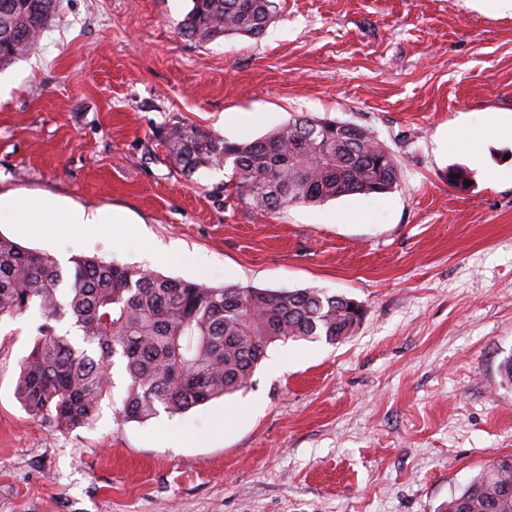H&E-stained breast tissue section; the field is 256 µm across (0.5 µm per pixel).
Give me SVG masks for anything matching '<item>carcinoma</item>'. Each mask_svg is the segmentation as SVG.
<instances>
[{
    "label": "carcinoma",
    "instance_id": "cac0c4a2",
    "mask_svg": "<svg viewBox=\"0 0 512 512\" xmlns=\"http://www.w3.org/2000/svg\"><path fill=\"white\" fill-rule=\"evenodd\" d=\"M58 0H0V65L33 50ZM275 0H192L181 22L190 39L259 37ZM169 154L188 171L232 163L233 195L261 214L315 206L400 186L389 148L362 127L301 115L265 136L228 142L176 128ZM51 254L0 236V320L35 307L43 322L22 360L16 396L58 431L92 425L127 376L121 413L138 422L180 414L248 386L270 345L293 338L337 344L365 316L362 305L319 289L210 287L147 269ZM441 512H512V455L459 487Z\"/></svg>",
    "mask_w": 512,
    "mask_h": 512
}]
</instances>
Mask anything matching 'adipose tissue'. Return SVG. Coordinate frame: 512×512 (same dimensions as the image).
Listing matches in <instances>:
<instances>
[{
	"label": "adipose tissue",
	"instance_id": "ef3b65f1",
	"mask_svg": "<svg viewBox=\"0 0 512 512\" xmlns=\"http://www.w3.org/2000/svg\"><path fill=\"white\" fill-rule=\"evenodd\" d=\"M127 221L126 213L116 208L88 212L62 206L51 196L0 194V224H21L26 231L45 236L51 235L56 224H124Z\"/></svg>",
	"mask_w": 512,
	"mask_h": 512
}]
</instances>
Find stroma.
Instances as JSON below:
<instances>
[{"mask_svg": "<svg viewBox=\"0 0 512 512\" xmlns=\"http://www.w3.org/2000/svg\"><path fill=\"white\" fill-rule=\"evenodd\" d=\"M191 0H59L0 68V193H47L125 224H63L47 252L208 286L318 288L366 314L345 342L270 345L249 386L138 422L118 377L93 426L55 430L15 395L37 310L0 322V512H440L512 455V16L469 0H277L260 38L182 35ZM307 114L367 129L400 185L264 216L182 171L173 126L231 142ZM466 170L470 184L448 181ZM206 256L200 268L196 256Z\"/></svg>", "mask_w": 512, "mask_h": 512, "instance_id": "35a3bbf8", "label": "stroma"}]
</instances>
